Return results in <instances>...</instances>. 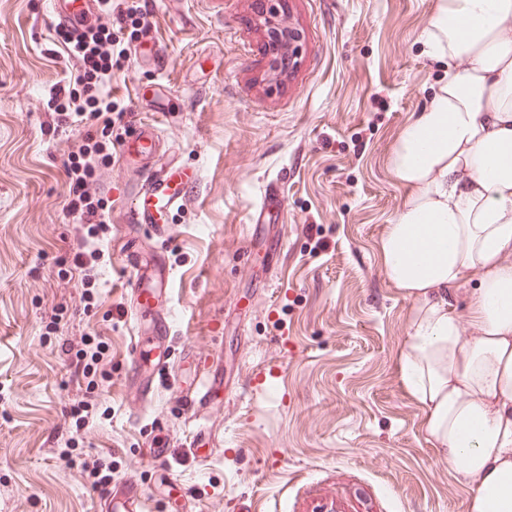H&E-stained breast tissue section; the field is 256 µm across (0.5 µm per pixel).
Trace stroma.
Instances as JSON below:
<instances>
[{"label": "stroma", "instance_id": "1", "mask_svg": "<svg viewBox=\"0 0 512 512\" xmlns=\"http://www.w3.org/2000/svg\"><path fill=\"white\" fill-rule=\"evenodd\" d=\"M147 30L125 23L112 57L114 131L160 119L177 161L199 170L164 251L177 314L167 374L142 415L123 376L134 321L124 288L126 239L86 285L68 214L72 154L100 133L59 123L49 101L70 80L48 31L49 0H0V512H95L107 484L81 464L138 474L155 512H466L468 485L427 438L397 365L413 303L386 278L380 238L408 195L389 159L448 67L424 31L436 0H285L304 37L282 83L266 79L254 0H138ZM150 37L160 65L137 61ZM102 168L104 210L123 211L136 180ZM274 227L252 214L267 183ZM280 242L279 261L270 246ZM104 342L90 382L74 378L82 338ZM209 362L224 390L188 413L180 393ZM94 414L78 422V405ZM174 443L166 478L145 445ZM198 452H190V440ZM68 446L71 463L55 451Z\"/></svg>", "mask_w": 512, "mask_h": 512}]
</instances>
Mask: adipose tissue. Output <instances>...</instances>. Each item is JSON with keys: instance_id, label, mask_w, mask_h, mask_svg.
<instances>
[{"instance_id": "ef3b65f1", "label": "adipose tissue", "mask_w": 512, "mask_h": 512, "mask_svg": "<svg viewBox=\"0 0 512 512\" xmlns=\"http://www.w3.org/2000/svg\"><path fill=\"white\" fill-rule=\"evenodd\" d=\"M424 41L452 70L391 159L409 196L380 252L413 301L398 371L474 486L467 512H512V0H437Z\"/></svg>"}]
</instances>
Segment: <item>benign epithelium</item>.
Here are the masks:
<instances>
[{
    "label": "benign epithelium",
    "instance_id": "benign-epithelium-1",
    "mask_svg": "<svg viewBox=\"0 0 512 512\" xmlns=\"http://www.w3.org/2000/svg\"><path fill=\"white\" fill-rule=\"evenodd\" d=\"M257 2L259 14L269 27L267 78L276 82L296 64L301 49L302 34L287 20L281 9L282 0H257Z\"/></svg>",
    "mask_w": 512,
    "mask_h": 512
}]
</instances>
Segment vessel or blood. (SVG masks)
Masks as SVG:
<instances>
[{
    "label": "vessel or blood",
    "mask_w": 512,
    "mask_h": 512,
    "mask_svg": "<svg viewBox=\"0 0 512 512\" xmlns=\"http://www.w3.org/2000/svg\"><path fill=\"white\" fill-rule=\"evenodd\" d=\"M49 4L52 29L72 30L93 13L96 0H49ZM159 145L160 128L157 122L150 121L140 124L137 134L120 146L123 165L141 170L123 222L127 233L148 226L154 236L168 239L173 235V227L167 218L187 199L197 175L161 155ZM170 281V268L162 253L131 251L127 259L126 285L132 299L135 331L124 379L143 402L154 395L167 365L164 345L171 338L173 321L163 291ZM223 384L221 374L214 370L208 372L184 392L187 409L201 410ZM153 502L152 493L132 474L112 484L99 499L96 512H152Z\"/></svg>",
    "instance_id": "obj_1"
}]
</instances>
